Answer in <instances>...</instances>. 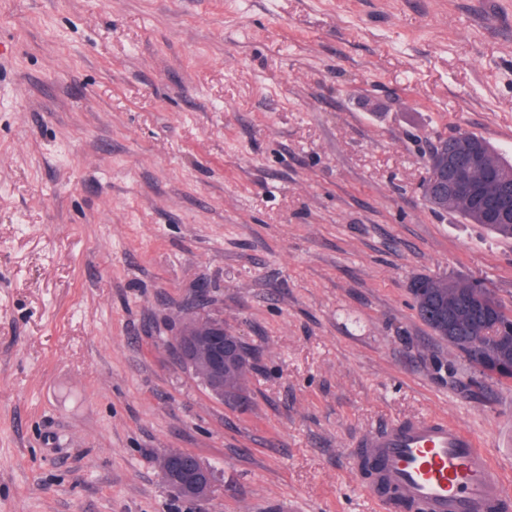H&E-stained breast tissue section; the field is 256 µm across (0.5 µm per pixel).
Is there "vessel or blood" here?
I'll use <instances>...</instances> for the list:
<instances>
[{
    "mask_svg": "<svg viewBox=\"0 0 512 512\" xmlns=\"http://www.w3.org/2000/svg\"><path fill=\"white\" fill-rule=\"evenodd\" d=\"M350 467L385 512L405 499L419 512H501L505 491L469 430L440 417L397 421L359 437Z\"/></svg>",
    "mask_w": 512,
    "mask_h": 512,
    "instance_id": "b4317fda",
    "label": "vessel or blood"
}]
</instances>
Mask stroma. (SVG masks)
I'll use <instances>...</instances> for the list:
<instances>
[{
  "instance_id": "1",
  "label": "stroma",
  "mask_w": 512,
  "mask_h": 512,
  "mask_svg": "<svg viewBox=\"0 0 512 512\" xmlns=\"http://www.w3.org/2000/svg\"><path fill=\"white\" fill-rule=\"evenodd\" d=\"M460 129L512 159V0H0V512H381L351 448L430 416L512 512V380L409 292L512 308V239L421 194ZM199 301L254 351L248 408L172 349ZM174 452L164 454L159 465L161 472L166 458ZM181 456H169L166 463V481L168 487L175 493L186 497L205 499L209 495V489L214 481V474L210 467L203 466L194 461L191 464H184L179 460ZM212 473V478L210 471ZM213 479V480H212Z\"/></svg>"
}]
</instances>
